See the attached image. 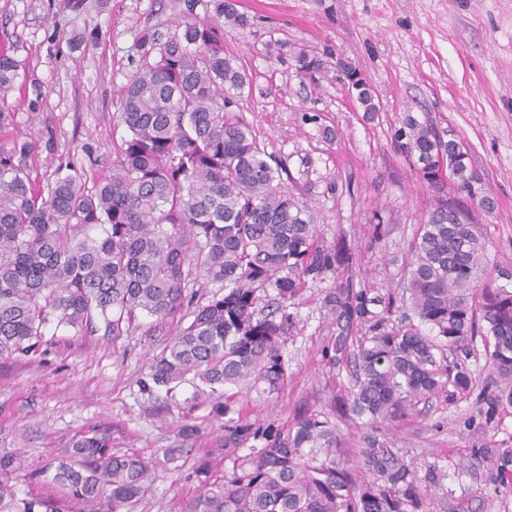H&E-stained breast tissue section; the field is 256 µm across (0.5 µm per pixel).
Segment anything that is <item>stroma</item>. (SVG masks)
Here are the masks:
<instances>
[{"mask_svg": "<svg viewBox=\"0 0 512 512\" xmlns=\"http://www.w3.org/2000/svg\"><path fill=\"white\" fill-rule=\"evenodd\" d=\"M252 24L225 27L224 51L253 75L239 102L243 117L285 166L286 186L316 211L325 240L337 228L361 236L374 214L394 227L364 255L375 285L396 283L433 191L410 157L396 151L392 134L403 113L454 130L470 147V162L495 197L480 215L490 243L489 264L512 267V0H239ZM209 0H0V46L23 63L22 92L11 104L15 129L0 132L52 138L53 151L32 161L44 183L59 162L73 161L88 178L107 173L115 144L127 135L116 115L121 90L142 63L138 38L173 31L190 17L204 18ZM288 41L325 58L321 74L297 75L276 58ZM359 70L373 87L378 118L366 121L336 71L337 60ZM322 291L306 286L299 323L283 348L288 378L271 393L237 397L244 420H286L295 405L325 408L333 395L321 361L329 337ZM190 320L181 312L165 326L138 317L116 341L56 334L42 352L0 358V455L18 458V497L53 493L51 483L24 475L58 456L75 434L95 427L112 432L113 450L155 461L150 487L135 512H182L197 484L164 460L168 448L186 449L194 462L224 436L223 419L207 409L187 411L189 385L173 392L154 386L151 365ZM473 403L446 406L431 398L392 437L417 467L437 464L448 477L434 495L433 512H512V500L478 503L472 494L487 473H457L455 464L474 433L450 429L473 414ZM194 435H186V428Z\"/></svg>", "mask_w": 512, "mask_h": 512, "instance_id": "1", "label": "stroma"}]
</instances>
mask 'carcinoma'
Instances as JSON below:
<instances>
[{"label":"carcinoma","instance_id":"1","mask_svg":"<svg viewBox=\"0 0 512 512\" xmlns=\"http://www.w3.org/2000/svg\"><path fill=\"white\" fill-rule=\"evenodd\" d=\"M209 2L211 16L140 38L143 57L158 58L124 86L118 119L128 134L92 188L71 162L46 184L31 179L32 159L51 148L41 138L0 142V357L38 352L52 325L115 340L139 314L163 325L190 307L192 320L154 359L151 380L168 391L191 383L188 403L224 417L217 452L231 468L218 478L211 459L196 462L187 478L199 493L183 512H433L445 471L429 464L418 474L382 429L432 397L449 406L474 399L463 426L484 435L512 414V268L488 265L486 229L467 204L490 213L495 201L476 188L454 133L405 113L395 146L415 158L428 187L445 169L450 188L417 229L402 292L370 285L356 238L340 230L323 239L312 209L282 186V164L233 110L252 79L224 53V25L251 20L231 0ZM277 54L301 77L322 69L302 47L279 44ZM19 67L1 48L0 129L17 123L8 99ZM348 94L375 118L363 79ZM367 230L375 246L392 226ZM200 277L224 293L194 303ZM327 281L332 334L321 356L349 385L326 412L298 405L279 424L243 420L224 389L278 388L296 325L290 309L307 284ZM342 424L362 431L354 470L340 454ZM466 460L488 470L480 495L512 499V448L478 441ZM17 470L15 456H0V512H63L42 496L15 499ZM151 471L141 455L112 451L109 430L92 429L71 438L51 483L72 512H133Z\"/></svg>","mask_w":512,"mask_h":512}]
</instances>
